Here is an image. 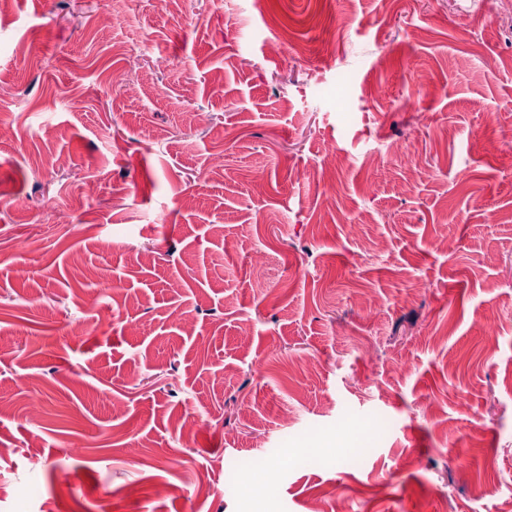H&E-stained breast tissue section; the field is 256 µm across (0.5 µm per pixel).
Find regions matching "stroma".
Here are the masks:
<instances>
[{"instance_id":"35a3bbf8","label":"stroma","mask_w":512,"mask_h":512,"mask_svg":"<svg viewBox=\"0 0 512 512\" xmlns=\"http://www.w3.org/2000/svg\"><path fill=\"white\" fill-rule=\"evenodd\" d=\"M502 7L181 0L174 16L159 0H12L0 512H501ZM481 483L494 494L478 502Z\"/></svg>"}]
</instances>
